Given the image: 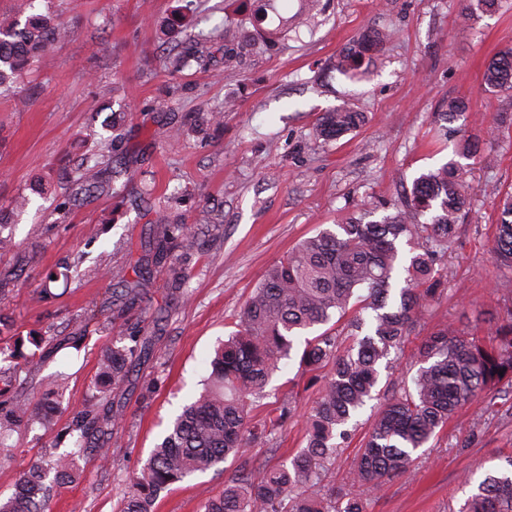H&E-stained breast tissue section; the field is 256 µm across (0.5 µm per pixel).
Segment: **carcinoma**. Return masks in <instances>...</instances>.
Returning a JSON list of instances; mask_svg holds the SVG:
<instances>
[{"label": "carcinoma", "mask_w": 512, "mask_h": 512, "mask_svg": "<svg viewBox=\"0 0 512 512\" xmlns=\"http://www.w3.org/2000/svg\"><path fill=\"white\" fill-rule=\"evenodd\" d=\"M26 6V0H21L15 16L0 19L1 88L70 34L59 15L50 10L28 15ZM382 41L378 32L363 35L339 55L332 69L360 71L367 53ZM192 60L207 64L197 45L168 55L164 66L179 72ZM484 82L490 90L512 92V48L490 61ZM465 111L464 101L451 99L437 118L450 124ZM359 122V113L337 106L321 114L315 133L332 141ZM470 152L471 140L460 137L454 143V158L420 175L395 213L380 221L349 217L335 229L303 240L267 271L241 309L236 330L215 350L203 391L184 407L156 446L124 497L121 512H153L155 500L170 486L213 468L245 444L268 441L286 419L287 409L257 419L255 399L278 361L290 355L293 337L334 317L339 322L348 319V330L330 327L305 339L300 358V366L308 371L333 365L307 418V445L289 466L267 471L259 480L245 466L238 467V475L225 483L224 492L205 502L204 512H366L362 496L324 497L322 471L351 437V421L377 392L381 369L389 367L391 352L404 346L438 294L440 274L435 265L468 214L470 186L459 158ZM127 174L113 144H104L93 153L92 161L66 174L69 201L77 203L86 194L110 196L115 182ZM499 209L504 219L497 225L492 254L497 266L512 272L511 191L500 199ZM423 216L429 217L428 223H419ZM403 241L414 255L404 267L399 301L391 304L389 290ZM200 245L196 232L184 224H170L149 245L137 280L128 279L124 266H113L118 311L150 307L153 266L166 268L173 298L185 296L190 277L185 261ZM81 339L78 335L48 340L43 356L67 345L77 349ZM148 354L145 339L133 346L114 343L101 352L98 401L74 412L62 433L70 438L72 451L50 469L35 464L23 471L14 495L0 500V512H48L50 485L71 477L75 456L91 454L101 465L108 464L112 424L121 420L123 409L113 404L107 387L127 380ZM418 355L416 375L398 384L374 419L350 472L351 483L365 487L369 494L407 475L412 453L480 395L501 385L512 386V305L505 308L503 323L494 335L465 334L445 325L423 340ZM62 385L63 378L52 380L44 397L34 404L25 399L0 402V448L7 447L6 440L17 431L36 425L53 428L56 393ZM460 512H512V453L478 482Z\"/></svg>", "instance_id": "1"}]
</instances>
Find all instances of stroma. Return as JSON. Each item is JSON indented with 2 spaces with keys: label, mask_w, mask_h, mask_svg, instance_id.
Listing matches in <instances>:
<instances>
[{
  "label": "stroma",
  "mask_w": 512,
  "mask_h": 512,
  "mask_svg": "<svg viewBox=\"0 0 512 512\" xmlns=\"http://www.w3.org/2000/svg\"><path fill=\"white\" fill-rule=\"evenodd\" d=\"M470 0H320L314 18L272 43L251 40L256 21L275 27L294 15L300 0H285L279 16H264L261 0H193L192 24L168 40L222 27L227 43L211 42L207 67L168 73L155 25L171 18L179 0H54L73 33L0 96V209L12 211L0 233L14 252L0 254V276L21 270L15 288L0 294V313L13 331L11 364L22 395L39 400L51 375L66 377L52 432L22 430L8 440L0 459V499L10 497L20 474L34 463L64 455L57 442L74 411L93 401L100 351L133 334L150 338L153 354L140 362L130 383L113 390L125 415L112 430L111 460L100 466L75 458L71 481L54 487L50 512H118L133 475L139 473L171 421L200 391L210 354L232 330L246 300L268 268L302 239L371 210L394 213L422 173L451 156L437 118L451 97L466 98L458 127L476 140L480 154L468 160L472 187L468 218L437 268L443 290L426 318L412 330L404 353L389 370L391 380L412 376L418 344L441 325L487 334L502 322L512 300V274L492 263L490 247L499 222L496 203L512 191V92L488 90L483 74L497 53L512 47V0L494 13L461 15ZM367 29L393 32L352 79L328 66ZM168 98L176 119L237 104L220 127L186 130L176 140L155 133L167 115L152 111ZM364 114L356 131L334 141L316 138L321 112L343 103ZM125 116L115 130L105 121ZM116 137L118 155L133 179L113 197L63 207L67 191L43 190L39 177L80 163L100 138ZM29 206L13 212V201ZM192 228L218 225L190 256L188 293L171 303L164 269L149 288L151 315H118L105 272L113 265L137 271L160 216ZM57 273L51 297L40 294L48 273ZM111 321L108 331L89 332L80 349L41 358L39 338L74 335L84 320ZM304 348L296 338L263 396L260 412L280 406L289 380H296L292 413L263 446L245 447L255 476L288 465L305 447L306 419L323 381L300 374ZM385 402L368 401L357 429L321 483L323 493L359 494L349 472L368 431L369 418ZM512 451V388L500 387L462 412L458 420L413 455L411 473L380 487L367 512H458L471 493L464 477L480 481ZM235 469L220 463L162 492L154 512H204Z\"/></svg>",
  "instance_id": "35a3bbf8"
}]
</instances>
